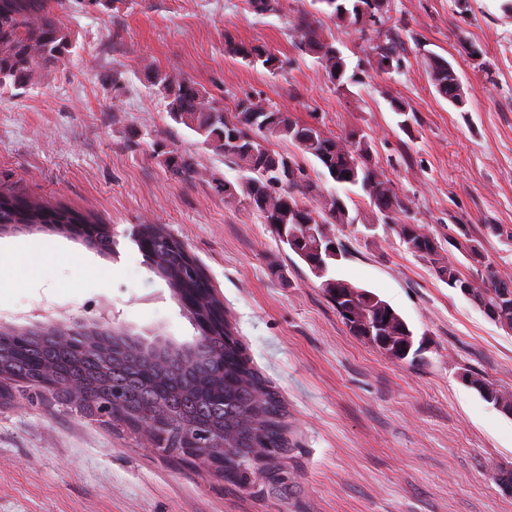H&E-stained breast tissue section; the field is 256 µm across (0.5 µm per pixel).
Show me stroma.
Returning a JSON list of instances; mask_svg holds the SVG:
<instances>
[{
  "label": "stroma",
  "instance_id": "obj_1",
  "mask_svg": "<svg viewBox=\"0 0 512 512\" xmlns=\"http://www.w3.org/2000/svg\"><path fill=\"white\" fill-rule=\"evenodd\" d=\"M501 4L390 0L385 24L362 34L313 0H280L262 15L248 0H53L72 46L30 83L0 87V187L111 224L117 253L37 229L0 235V246L44 252L36 267H0V325L29 326L44 314L91 320L106 306L133 332L191 341L194 325L130 238L139 225H166L287 404L285 465L296 491L225 484L202 461L156 450L145 432L15 386L0 401V512H512V492L496 479L512 470V417L462 379L470 371L512 393V331L373 224L358 190L347 202L356 223L331 227L345 250L332 274L399 312L420 359H388L351 334L319 280L259 216L225 203L214 181H236V166L176 124L147 79L153 68L174 71L228 111L257 94L299 120L321 118L335 135L359 131L445 258L469 272L448 244L449 228L466 224L497 274L512 279V15ZM300 17L360 66L361 84L336 89L297 49ZM228 32L275 53L283 70L228 56ZM391 34L402 61L384 73L374 48ZM471 43L479 60L466 51ZM433 54L456 70L462 106L436 94ZM393 98L411 109L409 131ZM159 143L189 156L194 178L161 164Z\"/></svg>",
  "mask_w": 512,
  "mask_h": 512
}]
</instances>
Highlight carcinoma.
I'll list each match as a JSON object with an SVG mask.
<instances>
[{"label": "carcinoma", "instance_id": "cac0c4a2", "mask_svg": "<svg viewBox=\"0 0 512 512\" xmlns=\"http://www.w3.org/2000/svg\"><path fill=\"white\" fill-rule=\"evenodd\" d=\"M320 12L336 22L360 26V31L383 24L390 0H315ZM295 28L300 33L301 51L317 57L330 82L340 88L359 84L357 72H349L348 57L335 44L321 37L319 28L305 18ZM71 47L70 35L48 9L47 0H0V85L28 83L41 66L63 60ZM377 65L384 72L400 67V41H388L374 47ZM224 51L245 63L275 74L282 69L278 56L224 33ZM429 79L436 93L449 104L463 102L457 94L459 77L448 60L440 55L429 58ZM149 78L167 100L170 117L194 131L203 144L224 155L238 167L236 183L220 180L216 188L227 201H245L268 225L280 244L292 252L318 279L320 288L337 313L345 308L355 316L342 317L356 336L367 340L384 355L396 361L408 358L414 346V332L406 320L376 293L355 286L331 274V268L344 255L342 245L328 233L330 224H354L345 200L325 191L312 179L301 158H310L322 169V175L334 183L358 187L368 196L377 222L391 226L412 254L427 261L439 280L448 287L472 289L471 303L506 330H512V280L499 277L484 260L482 242L468 230L449 237L453 246L476 270L464 275L444 259L437 240L410 222L407 198L372 163V145L359 132L344 136L315 130L261 99L237 101L234 112L227 113L209 93L183 74L152 70ZM292 143L300 155L269 148L271 139ZM288 166V179L269 171L267 154ZM163 165L189 176L195 172L190 158L178 149L160 144L155 150ZM70 210L25 199L0 191V224H88ZM151 270L171 282L179 280L182 264L171 252L153 253L141 249ZM19 340L0 342V360H5L14 380L34 378L42 367L51 365L63 378L80 381L88 390L84 409L108 416L132 431L140 428L145 411L159 398L166 413L162 433L163 447L177 449L197 440L200 434L224 433V482L248 485L256 478L252 466L257 449L266 450L271 474L268 490L286 495L294 485L280 460L288 454L290 443L285 419L288 411L278 391L260 375L229 321L224 335L210 336L191 359L172 358L164 371L166 382L155 381V373L141 355L112 361L107 378L100 374V358L89 352L77 359L70 350L43 338L29 329H17ZM469 381L489 403L497 397L512 400V394L497 389L485 380L469 376Z\"/></svg>", "mask_w": 512, "mask_h": 512}]
</instances>
